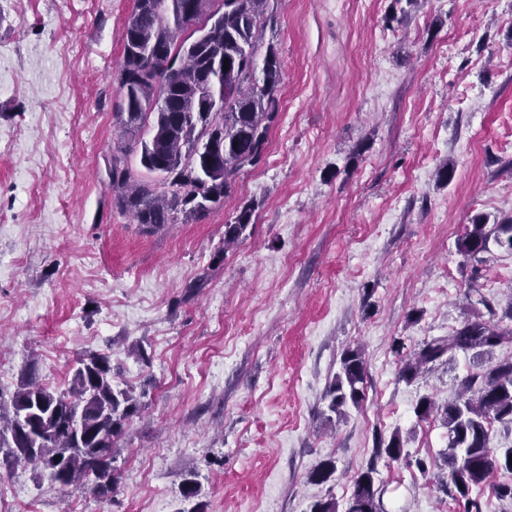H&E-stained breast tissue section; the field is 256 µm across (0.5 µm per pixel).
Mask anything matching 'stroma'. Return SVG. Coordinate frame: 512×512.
<instances>
[{
	"mask_svg": "<svg viewBox=\"0 0 512 512\" xmlns=\"http://www.w3.org/2000/svg\"><path fill=\"white\" fill-rule=\"evenodd\" d=\"M393 4L279 0L264 162L203 220L148 231L113 206L106 175L134 0H0V395L31 370L66 390L98 352L144 404L109 500L0 463V512H178L188 473L206 512H308L345 502L371 463L386 512H465L440 489L448 430L414 407L454 401L512 344L411 384L391 345L490 308L512 324V251L458 248L470 217L512 216V0H420L398 22ZM354 346L365 398L340 421L325 392ZM395 431L407 458L374 459ZM328 460L332 480L311 483ZM252 213L253 207L246 205L239 212L234 224L225 225L224 244L234 243L243 236L251 224Z\"/></svg>",
	"mask_w": 512,
	"mask_h": 512,
	"instance_id": "stroma-1",
	"label": "stroma"
}]
</instances>
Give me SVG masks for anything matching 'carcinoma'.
I'll return each instance as SVG.
<instances>
[{"instance_id":"cac0c4a2","label":"carcinoma","mask_w":512,"mask_h":512,"mask_svg":"<svg viewBox=\"0 0 512 512\" xmlns=\"http://www.w3.org/2000/svg\"><path fill=\"white\" fill-rule=\"evenodd\" d=\"M200 7L196 27L184 14L190 4ZM278 0H134L121 41L119 65V125L124 146L107 167L112 205L130 215L136 224L158 229L173 224L181 213L201 220L213 205L223 202L240 172L265 160L270 131L280 100L281 68L277 50L268 44L261 71L252 69L264 30L276 19ZM229 69H223L224 59ZM224 99V111H212L215 97ZM140 148V164L159 189L135 174L128 152ZM253 207L244 206L232 224L224 225V243L238 241L251 224ZM512 250V219L496 224L477 214L466 226L459 251L475 258L489 243ZM512 343V326L502 328L479 316L464 319L442 338L423 341L409 353L400 341L393 351L402 365L399 379L413 382L426 366L457 351L492 355ZM366 363L360 348H347L340 369L328 386V409L337 419L349 406L363 400ZM0 400V449L6 448L7 466L34 465L62 487L79 480L93 494L105 499L118 484L114 466L118 440L126 424L141 410L133 390L112 380L111 357L89 353L77 360L68 390L58 392L29 372L10 399L4 415ZM426 420L441 416L448 428L444 456L448 473L443 487L465 501L467 512H480L471 499L486 485L495 469L512 472V448L499 454L489 448L491 421L512 423V357L500 360L464 381L458 398L438 409L428 396L414 408ZM400 432L380 439L375 456L391 461L402 458ZM335 462L313 470L309 480L330 481ZM374 466L352 481L344 512H382L380 489L375 486ZM198 484L185 479L184 501L191 504L178 512H205L197 501Z\"/></svg>"}]
</instances>
